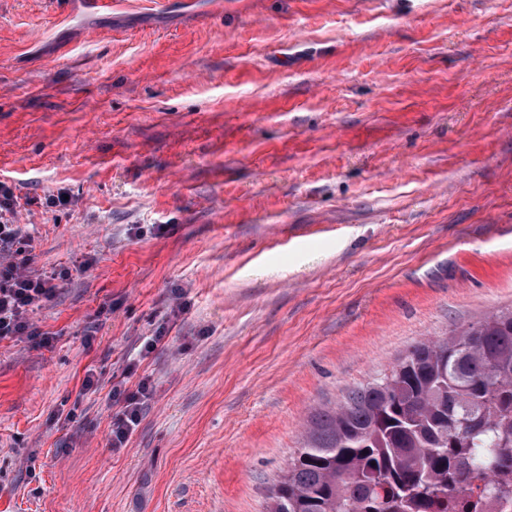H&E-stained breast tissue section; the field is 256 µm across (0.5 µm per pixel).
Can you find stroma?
<instances>
[{
  "mask_svg": "<svg viewBox=\"0 0 512 512\" xmlns=\"http://www.w3.org/2000/svg\"><path fill=\"white\" fill-rule=\"evenodd\" d=\"M0 181L74 271L0 340V512H266L314 414L512 306V0H0ZM153 388L149 379H142L135 391H129L122 383L112 386V400L122 402V409L112 422V445L120 448L138 424L146 401L152 397Z\"/></svg>",
  "mask_w": 512,
  "mask_h": 512,
  "instance_id": "1",
  "label": "stroma"
}]
</instances>
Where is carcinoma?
I'll use <instances>...</instances> for the list:
<instances>
[{"instance_id":"obj_1","label":"carcinoma","mask_w":512,"mask_h":512,"mask_svg":"<svg viewBox=\"0 0 512 512\" xmlns=\"http://www.w3.org/2000/svg\"><path fill=\"white\" fill-rule=\"evenodd\" d=\"M269 512H485L512 500V308L416 343L317 413Z\"/></svg>"}]
</instances>
